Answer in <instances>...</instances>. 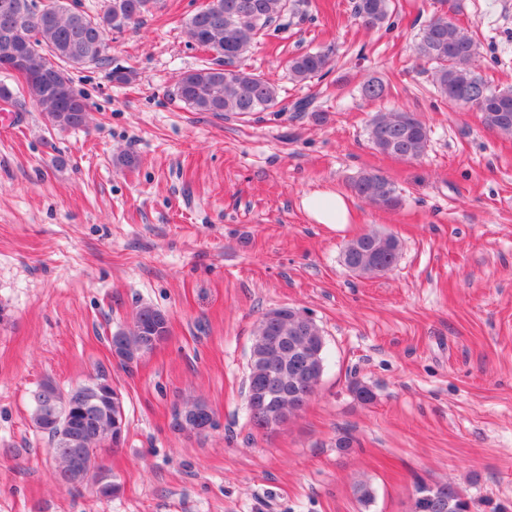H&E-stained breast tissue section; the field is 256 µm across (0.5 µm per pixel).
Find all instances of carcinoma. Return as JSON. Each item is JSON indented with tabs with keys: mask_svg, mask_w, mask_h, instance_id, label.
Returning a JSON list of instances; mask_svg holds the SVG:
<instances>
[{
	"mask_svg": "<svg viewBox=\"0 0 512 512\" xmlns=\"http://www.w3.org/2000/svg\"><path fill=\"white\" fill-rule=\"evenodd\" d=\"M14 2L32 14L24 27L28 57L23 71L42 73L38 81L23 78V88L59 130L85 126L91 112L75 90L70 71L83 68L85 57H94L98 66L106 64L107 34L140 24L157 4V0H107L103 13L92 16L80 9L77 0H42L39 6L33 0ZM295 7L290 0H208L185 20L184 28L191 41L212 53L213 62L183 73L175 86V99L193 112L226 117L244 118L276 107V84L241 62L273 22ZM354 13L366 29H379L389 24L391 0H355ZM414 51L417 59L434 66V84L448 104L475 108L488 129L512 138V88H494L477 72L478 45L468 30L449 16H439L423 29ZM330 65L329 53L305 52L288 60V75L295 82H307L325 75ZM385 90L378 78L362 85L364 96L374 101L383 99ZM367 136L374 150L404 162L421 159L429 143V130L419 115L401 109L376 114ZM352 190L378 209L401 204L394 183L378 173L360 175ZM399 253L395 235L370 230L345 245L342 259L354 273L381 275L394 266ZM168 333V316L144 306L128 329L112 333L110 350L126 366L152 352ZM325 365V339L311 317L290 307L264 313L250 350L247 408L251 424L269 432L287 423L308 403L297 392L315 389ZM77 390L87 405L74 403L73 391L64 392L53 381L41 382L30 394L31 422L50 440L61 483L76 490L90 486L110 500L120 495L122 486L100 461L96 446L107 444L116 422L126 419L123 398L119 393H101L92 378ZM207 408L203 401L184 404L185 424L177 430L195 432L194 416ZM413 512H470V505L450 483L419 482Z\"/></svg>",
	"mask_w": 512,
	"mask_h": 512,
	"instance_id": "obj_1",
	"label": "carcinoma"
}]
</instances>
